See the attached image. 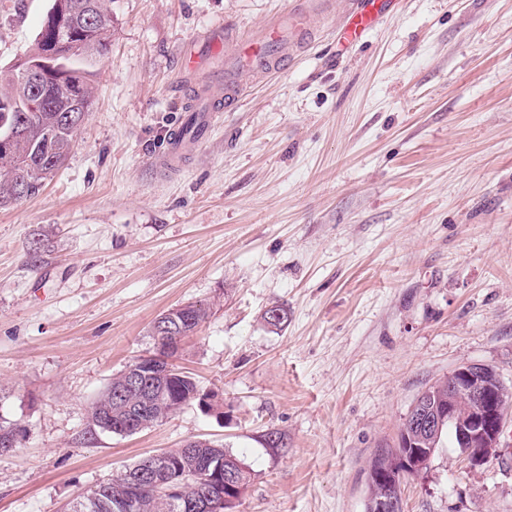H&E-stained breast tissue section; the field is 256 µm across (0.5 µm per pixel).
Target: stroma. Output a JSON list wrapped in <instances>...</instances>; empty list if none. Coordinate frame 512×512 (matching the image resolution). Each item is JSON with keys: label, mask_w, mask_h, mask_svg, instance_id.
<instances>
[{"label": "stroma", "mask_w": 512, "mask_h": 512, "mask_svg": "<svg viewBox=\"0 0 512 512\" xmlns=\"http://www.w3.org/2000/svg\"><path fill=\"white\" fill-rule=\"evenodd\" d=\"M294 2L106 0L72 153L0 207V415L25 428L0 453V512H62L195 439L249 466L234 512H364L369 461L422 391L465 363L512 386V0H393L349 45L334 0L180 169L153 165L184 116V54ZM50 6L0 0V69ZM196 301L208 316L175 361L223 418L193 403L131 436L90 428L112 378L153 353L155 319ZM402 497L512 512V414L492 458L444 444Z\"/></svg>", "instance_id": "stroma-1"}]
</instances>
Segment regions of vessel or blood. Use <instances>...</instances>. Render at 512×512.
Returning a JSON list of instances; mask_svg holds the SVG:
<instances>
[{"mask_svg":"<svg viewBox=\"0 0 512 512\" xmlns=\"http://www.w3.org/2000/svg\"><path fill=\"white\" fill-rule=\"evenodd\" d=\"M390 4L391 0H350L344 14L347 36L366 35L378 25ZM310 30V14L299 4L231 43L226 42L223 31H213L210 51L224 56V72L217 77L224 86V94L218 97L207 88H196L184 103L185 115L178 127L172 129L166 151L154 157V165L163 169L179 167L197 151L222 113L235 109L243 96L242 77H265L285 71L291 47L310 43Z\"/></svg>","mask_w":512,"mask_h":512,"instance_id":"b4317fda","label":"vessel or blood"}]
</instances>
